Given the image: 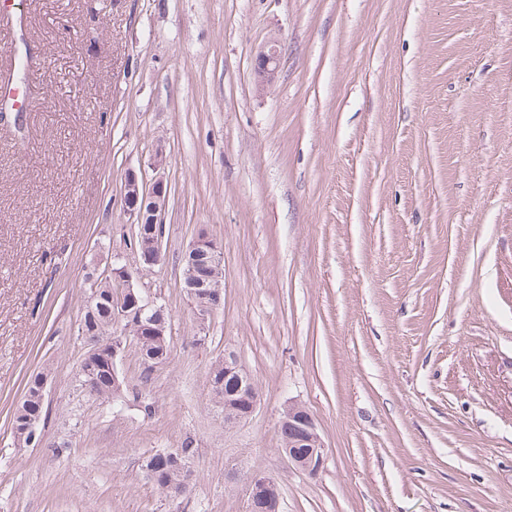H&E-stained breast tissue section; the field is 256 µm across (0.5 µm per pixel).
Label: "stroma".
Wrapping results in <instances>:
<instances>
[{"label":"stroma","mask_w":512,"mask_h":512,"mask_svg":"<svg viewBox=\"0 0 512 512\" xmlns=\"http://www.w3.org/2000/svg\"><path fill=\"white\" fill-rule=\"evenodd\" d=\"M0 15V73L30 58L21 120L0 123V512H246L254 475L279 512H512V0H6ZM131 173L168 184L165 259L146 270ZM202 229L224 259L203 329L182 287ZM95 263L170 312L148 384L134 342L117 359L151 415L74 381ZM226 353L260 389L233 426L208 381ZM41 370V443L21 448L9 413ZM291 401L324 443L317 473L280 452ZM187 438L194 492L174 501L140 462ZM279 65V51L275 41H270L264 50L260 51L256 58L257 73L268 82L274 76Z\"/></svg>","instance_id":"35a3bbf8"}]
</instances>
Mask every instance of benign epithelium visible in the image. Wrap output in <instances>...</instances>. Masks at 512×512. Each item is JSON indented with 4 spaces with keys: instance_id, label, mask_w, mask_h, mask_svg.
<instances>
[{
    "instance_id": "benign-epithelium-1",
    "label": "benign epithelium",
    "mask_w": 512,
    "mask_h": 512,
    "mask_svg": "<svg viewBox=\"0 0 512 512\" xmlns=\"http://www.w3.org/2000/svg\"><path fill=\"white\" fill-rule=\"evenodd\" d=\"M278 65L277 44L271 41L257 55L256 70L268 82ZM123 201L127 213L141 225L140 247L145 265L151 267L161 254L166 183L157 178L146 186L131 175L126 180ZM182 276L184 288L196 304L197 322L204 325L222 303L224 282L222 254L206 231L199 232L185 254ZM164 311V306L143 299L131 288L126 290L125 300L112 303L111 308L113 322H125L127 328L145 330L151 336L165 335ZM224 377H231L238 384L235 391L224 394V423H241L253 414L259 402L256 384L230 354L224 356ZM280 423L288 425V438L280 448L288 461L303 470H318L323 462L324 444L307 409L288 406ZM277 498V485L272 480L256 478L249 485L248 512H278Z\"/></svg>"
}]
</instances>
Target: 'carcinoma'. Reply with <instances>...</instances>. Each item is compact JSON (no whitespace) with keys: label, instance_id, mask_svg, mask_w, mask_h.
Segmentation results:
<instances>
[{"label":"carcinoma","instance_id":"cac0c4a2","mask_svg":"<svg viewBox=\"0 0 512 512\" xmlns=\"http://www.w3.org/2000/svg\"><path fill=\"white\" fill-rule=\"evenodd\" d=\"M99 288L104 290L107 299L103 306H96L93 309H84L81 317L79 330L88 343V350L85 352L76 372L75 378L79 387L87 396L96 400H109L121 397L119 389L112 386V380L108 366L112 341L110 337L100 333L102 326L110 327L111 332L117 328L112 326V317L109 312V298L112 297V277L106 276L99 280ZM135 341L138 353H143L145 347L161 349L167 348L160 363H165L170 355V336H132ZM209 383L212 393L219 399H224V391L232 390L235 384L230 379H224V359L219 358L211 363L209 367ZM194 454L193 442L184 440L182 446L173 450H157L144 458L142 468L144 471H152L156 475L153 485L161 493L170 498H177L186 494L190 489V473L184 468L189 458Z\"/></svg>","mask_w":512,"mask_h":512}]
</instances>
